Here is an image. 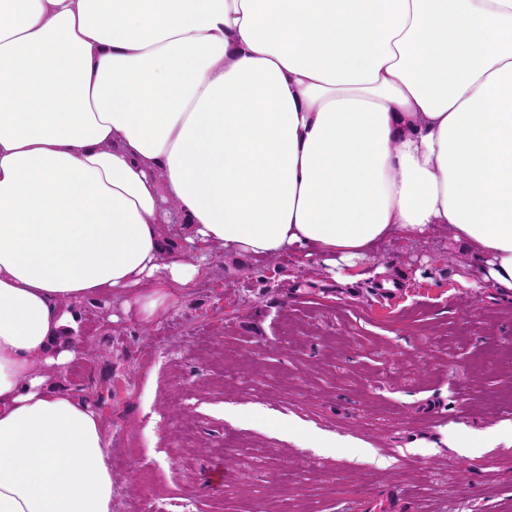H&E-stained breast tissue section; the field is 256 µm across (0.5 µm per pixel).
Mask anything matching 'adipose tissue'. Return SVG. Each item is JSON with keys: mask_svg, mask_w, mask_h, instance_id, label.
Returning <instances> with one entry per match:
<instances>
[{"mask_svg": "<svg viewBox=\"0 0 512 512\" xmlns=\"http://www.w3.org/2000/svg\"><path fill=\"white\" fill-rule=\"evenodd\" d=\"M175 212L330 265L439 225L512 290V0H0V512H112L59 378L84 301L199 275ZM175 225V229H177L174 248H171V240L174 238V232L173 227L165 226V229L163 228L162 231V242L170 247L171 250L168 251L169 258L174 260H186V255H184L185 249H189L190 247L185 241V237L188 234L189 228L187 224H184L183 219H178V224H172Z\"/></svg>", "mask_w": 512, "mask_h": 512, "instance_id": "obj_1", "label": "adipose tissue"}]
</instances>
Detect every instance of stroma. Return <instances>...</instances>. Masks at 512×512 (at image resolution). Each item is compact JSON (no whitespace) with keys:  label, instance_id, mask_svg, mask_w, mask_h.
Returning a JSON list of instances; mask_svg holds the SVG:
<instances>
[{"label":"stroma","instance_id":"obj_1","mask_svg":"<svg viewBox=\"0 0 512 512\" xmlns=\"http://www.w3.org/2000/svg\"><path fill=\"white\" fill-rule=\"evenodd\" d=\"M207 254L153 323L117 301L111 327L81 313L89 348L65 385L103 396L112 512H512V438L456 446L512 423V291L447 231L394 235L335 275L293 253ZM382 262L399 285L387 299ZM227 405L266 415L234 425ZM274 420L303 432L281 436ZM311 433L345 445L308 447Z\"/></svg>","mask_w":512,"mask_h":512}]
</instances>
